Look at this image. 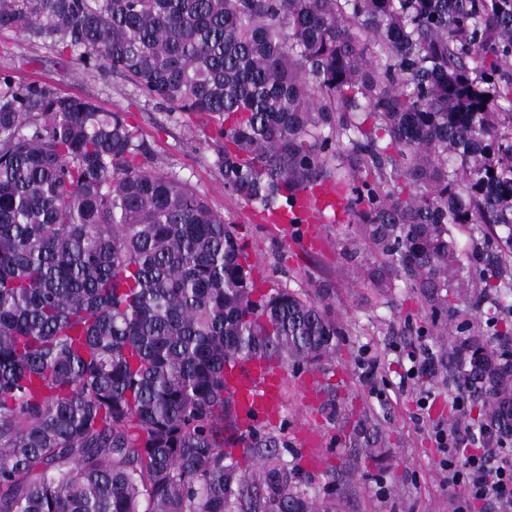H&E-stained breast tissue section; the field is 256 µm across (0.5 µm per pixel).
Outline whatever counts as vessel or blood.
I'll list each match as a JSON object with an SVG mask.
<instances>
[{
    "mask_svg": "<svg viewBox=\"0 0 512 512\" xmlns=\"http://www.w3.org/2000/svg\"><path fill=\"white\" fill-rule=\"evenodd\" d=\"M347 201L341 190L329 185L307 187L296 194L291 208L275 211V223L302 224L306 227L304 244L316 243L326 214L338 211ZM284 371L262 359L234 362L224 368V392L235 406L240 430L254 429L259 423H275L284 407Z\"/></svg>",
    "mask_w": 512,
    "mask_h": 512,
    "instance_id": "1",
    "label": "vessel or blood"
}]
</instances>
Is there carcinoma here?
I'll use <instances>...</instances> for the list:
<instances>
[{"mask_svg": "<svg viewBox=\"0 0 512 512\" xmlns=\"http://www.w3.org/2000/svg\"><path fill=\"white\" fill-rule=\"evenodd\" d=\"M217 127L224 187L351 210L381 288L433 316L512 311V0H0V32ZM123 112L0 73V512H338L273 437L242 435L228 362L313 369L336 316L262 292L224 218ZM452 376L512 436V349L455 335ZM244 444L243 457L226 450Z\"/></svg>", "mask_w": 512, "mask_h": 512, "instance_id": "cac0c4a2", "label": "carcinoma"}]
</instances>
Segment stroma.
<instances>
[{"label":"stroma","mask_w":512,"mask_h":512,"mask_svg":"<svg viewBox=\"0 0 512 512\" xmlns=\"http://www.w3.org/2000/svg\"><path fill=\"white\" fill-rule=\"evenodd\" d=\"M0 72L26 82L50 81L63 93L126 113L155 161L185 179L233 226L265 289H285L332 307L341 327L335 354L309 374L286 368L282 419L258 429L277 438L282 458L298 470L305 490L318 496L332 492L340 512H454L433 429L439 423L475 427L482 416L480 405L469 400L463 409L454 407L464 390L450 376L443 334L449 324L483 325L469 299H459L454 313L435 319L404 285L376 287L368 249L352 224L325 225L324 243L316 249L290 241L287 229L266 223L252 203L225 188L213 164L212 123L165 110L121 77L61 62L50 45L7 32L0 34ZM423 351L434 355L437 373L409 376L410 354ZM370 362L371 376L365 373ZM308 376L318 389L335 391V415L307 403L299 382ZM422 396L427 405H419ZM311 434L318 439L313 464L305 451Z\"/></svg>","instance_id":"35a3bbf8"}]
</instances>
